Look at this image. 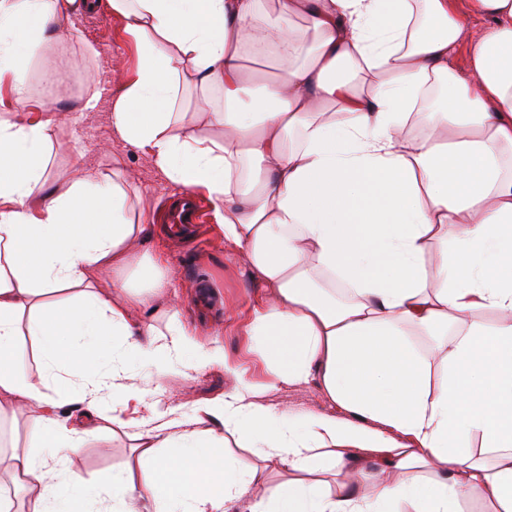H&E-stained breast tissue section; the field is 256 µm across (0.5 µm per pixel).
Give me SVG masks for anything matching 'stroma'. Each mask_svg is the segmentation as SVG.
Instances as JSON below:
<instances>
[{
    "label": "stroma",
    "mask_w": 512,
    "mask_h": 512,
    "mask_svg": "<svg viewBox=\"0 0 512 512\" xmlns=\"http://www.w3.org/2000/svg\"><path fill=\"white\" fill-rule=\"evenodd\" d=\"M79 37L61 35L45 59L29 66L33 96L49 105L56 102V86L69 90L67 106L73 107L71 122L56 129L50 172L57 184H64L74 167L98 171L103 176L125 182L144 199L149 227L141 244L142 251L161 252L178 295L177 310H170L167 301H155L146 314L157 331L167 332L173 323L193 329L203 345L223 347L228 361H242L252 366V379L262 401L284 413L308 411L333 412L334 406L316 382L297 386H271V377L251 352L253 342L247 334L246 317L254 299L263 294L264 285L250 276L242 253L225 241L217 228L214 215H207L194 237H171L164 231L162 215L166 197L179 185L160 171L150 159L137 151L112 130V104L120 92L115 77L135 66L133 47L124 39L121 23L113 17L85 15L75 18ZM94 53H87V46ZM96 75L99 100L93 110L81 111L83 98L92 87L88 75ZM134 377L148 395L145 403L130 402L123 413L128 424H137L147 413V404H154L166 419L192 420L195 427L225 438L230 451H237L234 437L225 436L201 406L222 396L233 384L220 366L198 371L169 372L157 376L144 366ZM35 422L29 406L7 405L0 408V444L25 445ZM134 442L126 430L89 437L80 453L71 456L68 466L86 479H94L101 471L137 467Z\"/></svg>",
    "instance_id": "1"
}]
</instances>
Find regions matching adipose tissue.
<instances>
[{"mask_svg": "<svg viewBox=\"0 0 512 512\" xmlns=\"http://www.w3.org/2000/svg\"><path fill=\"white\" fill-rule=\"evenodd\" d=\"M80 12L119 19L137 48L113 129L207 193L270 288L248 331L273 384L317 382L335 413L278 412L219 347L132 320L176 298L134 249L139 198L88 170L55 185L56 110L29 116L28 65ZM271 52L278 71L256 83L245 62ZM2 83L0 402L39 414L0 466L32 483L27 512H462L469 497L512 512V0H0ZM213 88L223 110L203 104ZM105 267L124 301L94 290ZM24 333L37 378L17 364ZM129 362L223 366L234 384L203 411L257 464L153 410L133 435L140 474L73 472L71 454L144 402ZM62 379L83 420L48 395Z\"/></svg>", "mask_w": 512, "mask_h": 512, "instance_id": "adipose-tissue-1", "label": "adipose tissue"}]
</instances>
